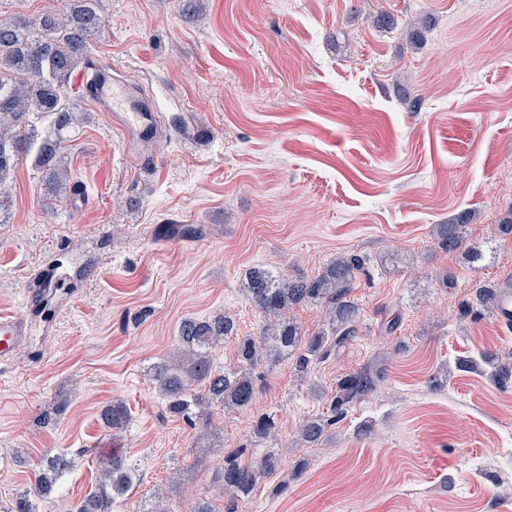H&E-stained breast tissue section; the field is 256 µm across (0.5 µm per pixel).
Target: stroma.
<instances>
[{"instance_id":"35a3bbf8","label":"stroma","mask_w":512,"mask_h":512,"mask_svg":"<svg viewBox=\"0 0 512 512\" xmlns=\"http://www.w3.org/2000/svg\"><path fill=\"white\" fill-rule=\"evenodd\" d=\"M178 4L100 0L89 53L168 137L124 136L84 98L80 66L72 190L50 199L30 159L4 187L0 315L31 333L0 362V508L65 451L71 469L36 502L62 512L116 444L138 481L112 512H146L160 488L176 512L201 498L223 512L217 469L234 448L278 458L238 512H512V386L456 367L512 350L498 317L462 312L474 282L512 280V235L498 231L512 210V0H202L199 19ZM384 11L395 29L375 25ZM464 210L476 268L436 239ZM349 251L368 258L358 336L302 374L260 362L253 405L213 407L211 433L167 412L150 369L184 318L226 314L254 334L249 269L312 278ZM367 365L384 372L376 389L321 445L294 446ZM115 401L130 421L114 442L98 415ZM263 414L276 435L260 441Z\"/></svg>"}]
</instances>
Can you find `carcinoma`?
<instances>
[{
	"label": "carcinoma",
	"instance_id": "cac0c4a2",
	"mask_svg": "<svg viewBox=\"0 0 512 512\" xmlns=\"http://www.w3.org/2000/svg\"><path fill=\"white\" fill-rule=\"evenodd\" d=\"M100 0H67L59 13H48L30 20L0 18V222L4 219L1 188L19 160L34 155V165L48 191L57 196L69 180L61 146L66 134L81 121V114L67 97L65 84L80 63L87 60L90 41L104 26L97 4ZM470 214L461 213L447 224L437 225L442 248L465 252L472 262L482 253L467 245L460 227ZM368 258L346 252L332 259L313 278L290 279L263 268L247 274L244 294L265 318L255 336L237 338L234 365L219 370L213 351L234 335L233 321L224 315L209 319L183 320L175 336L174 356L151 368V381L166 399L170 413L191 415L198 410L222 406L226 410L249 408L256 395L253 368L264 359L291 358L295 368L305 373L313 362L324 358L332 348L350 342L360 330L358 305L351 299L357 274L365 272ZM499 287L488 282L472 286L467 309L474 314L498 311ZM320 304L327 309V321L311 334L302 333L291 312L298 306ZM480 361L461 359L457 367L480 370L495 384L512 382V352L479 354ZM380 372L364 366L341 377L324 415L303 421L300 440L309 446L322 442L336 419L371 394ZM128 409L114 402L100 412L105 429L117 439L128 422ZM243 450L224 454L219 467L224 492L232 496L225 512H236L235 500L249 496L274 470L268 454L245 461ZM99 477L95 488L64 512H110L117 496L133 486L134 469L128 467L119 448L97 460ZM71 469L66 454H57L38 472L32 488L24 491L10 512H36L33 498L51 492L56 482Z\"/></svg>",
	"mask_w": 512,
	"mask_h": 512
}]
</instances>
